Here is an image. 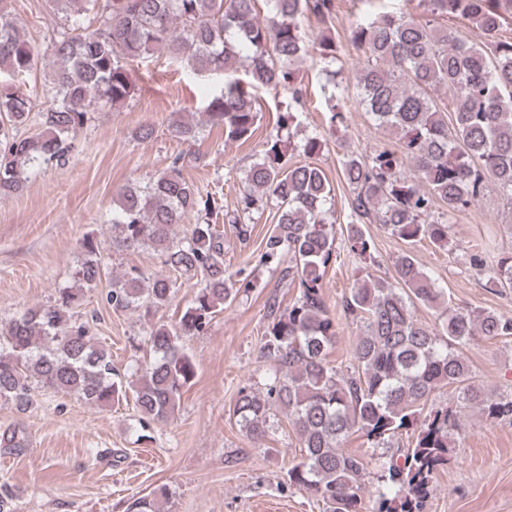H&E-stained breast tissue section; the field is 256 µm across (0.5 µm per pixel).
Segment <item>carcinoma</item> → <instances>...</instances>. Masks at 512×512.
Segmentation results:
<instances>
[{"label": "carcinoma", "mask_w": 512, "mask_h": 512, "mask_svg": "<svg viewBox=\"0 0 512 512\" xmlns=\"http://www.w3.org/2000/svg\"><path fill=\"white\" fill-rule=\"evenodd\" d=\"M60 22L47 34L53 62L51 100L38 112L39 131L23 135L32 112L29 97L0 82V196L19 193L37 169L65 168L75 150V134L99 108L116 110L137 92L128 62L167 49L198 73L224 76L220 92L207 97L202 114L224 130V142L244 143L258 129L260 110L251 89H283L288 103L278 110L276 133L248 169L237 208L224 218L250 238L246 221L276 206V220L255 256L256 266L280 271L297 289L285 309L267 305V330L260 358L269 363L265 393L242 387L233 415L240 429L262 442L269 411L282 408L304 453L288 469L289 485L321 499L326 512H362L367 462L345 452L343 442L359 433L374 448L417 423L420 406L432 392L453 386L461 409L437 412L397 457L380 464L384 487L373 495L372 512H423L435 474L448 464V433L461 428L465 408L492 419L512 418V398L492 399L475 384L461 348L477 336L512 338V316L448 306L432 329L414 319L420 303L439 307L447 291L410 254L395 262L394 282L378 278L367 265L373 242L362 225L377 223L404 242L427 239L448 244V221L435 216L478 205L488 183L512 202V41L499 38L512 0H421L423 14H365L350 29V42L362 53L357 73L359 102L374 125L394 131L396 145L363 157L346 153L341 175L355 197L344 239L359 258L357 277L342 298L344 314L363 319L353 349L357 370L344 376L330 366L327 351L336 342V316L330 313L321 281L337 259L330 201L333 187L311 164L287 167L291 147L283 133L301 122L306 89L296 64L312 54L324 64L336 61L332 30L336 0H56ZM97 24L86 25L91 11ZM321 28L306 37L302 19ZM466 19L484 41L459 39L440 19ZM38 49L9 18L0 0V67L29 71ZM245 68L248 81L235 77ZM445 89L443 101L434 92ZM345 89L328 97L329 128L346 120ZM175 137L193 141L197 123L178 120ZM199 157L179 152L143 185L126 186L112 212V247H150L162 264L194 278L199 289L192 306L175 325L155 327L150 342L155 358L128 383L112 355L94 343L84 323L71 324L66 312L83 288L102 279L99 244L86 238L85 259L75 273L77 287L60 288L49 306L29 308L0 330V400L28 402L45 388L73 393L90 406H107L132 392L142 426L174 415L183 390L195 377L184 338L204 332L239 288L258 287L246 269L224 266V234L210 217L221 211L213 193H201L185 178ZM413 167L404 170V161ZM195 223H190L191 217ZM186 225L183 235L175 233ZM471 267L486 285L512 284V255L491 260L473 255ZM176 282L163 274L147 277L131 267L105 295L113 313L169 302ZM396 487L398 498L386 489Z\"/></svg>", "instance_id": "carcinoma-1"}]
</instances>
